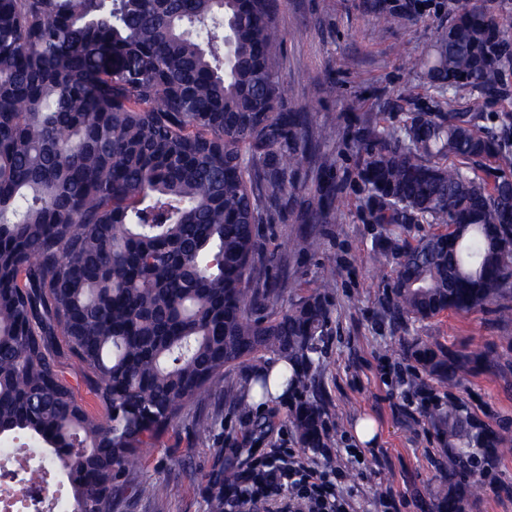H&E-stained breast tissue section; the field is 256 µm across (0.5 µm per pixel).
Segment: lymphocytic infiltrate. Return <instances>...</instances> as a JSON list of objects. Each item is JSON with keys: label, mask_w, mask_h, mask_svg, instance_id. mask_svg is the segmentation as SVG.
Masks as SVG:
<instances>
[{"label": "lymphocytic infiltrate", "mask_w": 512, "mask_h": 512, "mask_svg": "<svg viewBox=\"0 0 512 512\" xmlns=\"http://www.w3.org/2000/svg\"><path fill=\"white\" fill-rule=\"evenodd\" d=\"M346 472L307 464L294 449L272 448L256 468L224 491V512H356L358 492L344 486Z\"/></svg>", "instance_id": "1"}]
</instances>
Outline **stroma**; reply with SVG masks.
<instances>
[{
	"mask_svg": "<svg viewBox=\"0 0 512 512\" xmlns=\"http://www.w3.org/2000/svg\"><path fill=\"white\" fill-rule=\"evenodd\" d=\"M403 2L273 0L284 36L282 107L307 113L310 128L321 130L322 139L314 160L301 171L283 220L260 225L258 242L263 251L275 253L267 276L288 300L313 293L325 261L335 262V321L316 373L328 445L302 458L335 463L340 449L359 454V463L349 469L350 484L362 491L358 512H378L377 501L388 491L399 500V512H433L445 443L426 413L448 394L512 437V322L500 321L490 306L445 312L404 329L383 315L392 256L379 246L384 232L370 218L358 178L357 137L365 127L398 128L410 113L430 106L432 93L417 61L435 29L466 4L419 0V9L408 12L401 26L379 29L378 13L399 11ZM302 233L313 235L316 247L289 251V240ZM412 339L484 355L492 366L469 372L460 386L448 390L400 355V343ZM298 402L292 396L262 411H244L231 397L216 395L204 412L223 416V436L201 434L182 419L173 422L142 449L136 478L140 484L162 485L163 496H138L125 486L116 492L115 512H207L206 473L229 459L243 470L249 454L296 447L292 415ZM366 416L379 427L372 445L360 444L354 435L356 422ZM260 421L267 422L266 431L256 430ZM468 512H512V452L495 457Z\"/></svg>",
	"mask_w": 512,
	"mask_h": 512,
	"instance_id": "stroma-1",
	"label": "stroma"
}]
</instances>
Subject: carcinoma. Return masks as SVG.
I'll return each instance as SVG.
<instances>
[{
	"instance_id": "cac0c4a2",
	"label": "carcinoma",
	"mask_w": 512,
	"mask_h": 512,
	"mask_svg": "<svg viewBox=\"0 0 512 512\" xmlns=\"http://www.w3.org/2000/svg\"><path fill=\"white\" fill-rule=\"evenodd\" d=\"M508 26L480 0L456 11L421 62L441 111L359 136L397 326L488 304L512 321V112L454 108L460 91L500 94ZM282 40L269 0H0V440L89 452L70 463L71 512H114L121 481L159 494L130 482L139 449L234 392L224 372L256 354L286 362L289 393L315 386L333 275L286 301L257 240L320 137L280 107ZM411 224L445 231L411 244ZM401 351L450 389L433 414L448 437L435 509L467 512L483 456L507 443L451 393L480 358ZM324 415L318 398L296 407L301 448L325 447ZM64 375L66 379L78 390L79 398L83 401L86 407L93 411L99 420H106L105 410L98 406L92 394H90L87 388L84 386L81 369L77 362L74 360H68L65 363Z\"/></svg>"
}]
</instances>
